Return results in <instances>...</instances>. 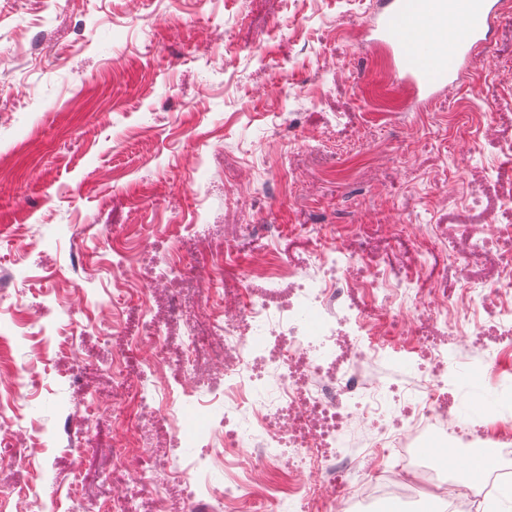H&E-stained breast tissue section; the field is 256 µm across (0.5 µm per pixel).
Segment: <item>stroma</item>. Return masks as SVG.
Returning <instances> with one entry per match:
<instances>
[{
    "label": "stroma",
    "instance_id": "stroma-1",
    "mask_svg": "<svg viewBox=\"0 0 512 512\" xmlns=\"http://www.w3.org/2000/svg\"><path fill=\"white\" fill-rule=\"evenodd\" d=\"M378 0H0V270H11L27 326L0 338V391L12 366L41 375L0 439V495H36L71 512L123 496L146 451L187 468L169 426L125 432L128 397L155 384L178 397L219 390L201 353L195 378L127 351L117 389L91 360L168 316L155 264L170 247L197 265L176 334L223 320L224 301L273 257L303 266L317 246L400 272H446L440 224H512V15L441 102L408 106L360 24ZM470 117L468 128L454 121ZM478 196L479 208L464 198ZM276 224L278 237L263 227ZM433 241L418 254L421 241ZM232 253L204 295L211 264ZM153 292L144 302L140 291ZM93 415L81 442L63 426Z\"/></svg>",
    "mask_w": 512,
    "mask_h": 512
}]
</instances>
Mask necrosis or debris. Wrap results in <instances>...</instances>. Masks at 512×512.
I'll return each instance as SVG.
<instances>
[{
    "label": "necrosis or debris",
    "instance_id": "necrosis-or-debris-1",
    "mask_svg": "<svg viewBox=\"0 0 512 512\" xmlns=\"http://www.w3.org/2000/svg\"><path fill=\"white\" fill-rule=\"evenodd\" d=\"M474 249L497 272L488 288L430 290L420 268L394 276L387 267L321 248L309 273L245 278L246 303L228 302L217 329L216 357L224 390L195 400L212 418L185 433L197 448L193 468L201 479L148 459L137 491L150 496L153 512H171L165 484L185 481L181 512H224L250 497L253 477L270 469L302 476L283 512H372L381 500L411 503L426 487L443 489L454 512H472L459 495L451 468L416 448L418 439L468 444L492 440L512 451V433L473 423L446 382L462 347L492 356L512 351V224L486 221ZM371 303H363L364 291ZM418 296L423 313L412 346L397 345L404 331L396 310ZM154 364H174L192 374L196 339L187 333L170 350L163 322L148 319ZM403 357L409 389L366 376L367 367ZM186 408L161 389L141 391L137 414L178 426ZM373 432L364 455L349 451L353 427ZM398 459L391 468L390 459Z\"/></svg>",
    "mask_w": 512,
    "mask_h": 512
}]
</instances>
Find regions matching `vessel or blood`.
I'll list each match as a JSON object with an SVG mask.
<instances>
[{
  "label": "vessel or blood",
  "instance_id": "b4317fda",
  "mask_svg": "<svg viewBox=\"0 0 512 512\" xmlns=\"http://www.w3.org/2000/svg\"><path fill=\"white\" fill-rule=\"evenodd\" d=\"M495 13L494 0H385L366 29L388 53L393 86L431 101L457 83Z\"/></svg>",
  "mask_w": 512,
  "mask_h": 512
}]
</instances>
